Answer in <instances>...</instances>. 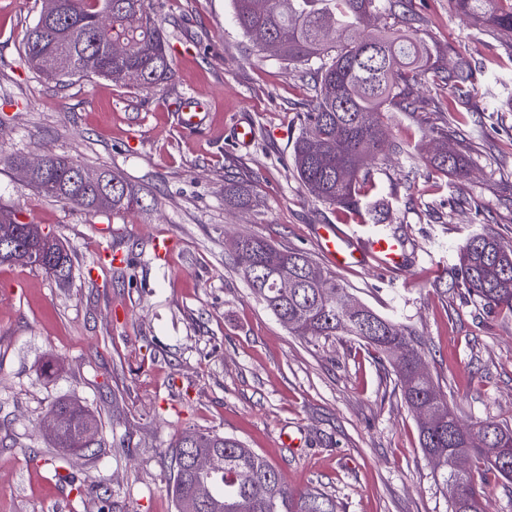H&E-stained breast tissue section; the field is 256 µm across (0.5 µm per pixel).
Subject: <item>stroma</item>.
Returning a JSON list of instances; mask_svg holds the SVG:
<instances>
[{
	"mask_svg": "<svg viewBox=\"0 0 512 512\" xmlns=\"http://www.w3.org/2000/svg\"><path fill=\"white\" fill-rule=\"evenodd\" d=\"M150 3L173 76L144 91L102 79L59 84L18 65L42 2L0 0V153L117 171L139 198L116 213L81 210L0 165V207L60 237L73 260L66 284L0 265V512H56L65 499L72 512H177L167 490L172 446L194 431L240 440L289 486L325 491L341 512H449L389 364L346 336L290 334L232 260L233 239L257 235L324 267L317 225L370 231L357 214L318 201L293 169L314 64L261 49L236 24L231 0ZM386 23L425 44L439 70L465 61L483 72L458 104L459 121L447 85L411 83L408 107L390 110L392 134L369 162L370 200L405 243L406 274H335L353 298L414 328L463 427L512 424V315L470 302L453 276L467 236L512 243V35L488 34L450 0H412L364 17L358 30ZM191 97L205 117L186 128L174 116ZM241 121L254 130L245 147L233 133ZM444 151L459 155L465 175L435 168ZM228 179L252 190L250 208L225 203ZM106 227L134 282L97 264ZM158 236L173 242L168 261L152 256ZM57 402L87 405L101 420L98 447L64 455L85 486L80 497L26 454L49 450L42 422ZM121 435L133 455L113 448ZM287 435L299 447L283 445Z\"/></svg>",
	"mask_w": 512,
	"mask_h": 512,
	"instance_id": "stroma-1",
	"label": "stroma"
}]
</instances>
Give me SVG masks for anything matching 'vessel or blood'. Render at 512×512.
Here are the masks:
<instances>
[{"label": "vessel or blood", "instance_id": "b4317fda", "mask_svg": "<svg viewBox=\"0 0 512 512\" xmlns=\"http://www.w3.org/2000/svg\"><path fill=\"white\" fill-rule=\"evenodd\" d=\"M316 238L327 260L343 268L399 269L407 254L401 240L394 236L352 237L336 224H321Z\"/></svg>", "mask_w": 512, "mask_h": 512}]
</instances>
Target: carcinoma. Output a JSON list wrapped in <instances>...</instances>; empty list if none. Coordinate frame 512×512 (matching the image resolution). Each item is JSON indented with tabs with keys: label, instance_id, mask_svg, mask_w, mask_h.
<instances>
[{
	"label": "carcinoma",
	"instance_id": "obj_1",
	"mask_svg": "<svg viewBox=\"0 0 512 512\" xmlns=\"http://www.w3.org/2000/svg\"><path fill=\"white\" fill-rule=\"evenodd\" d=\"M234 19L243 33L265 47L274 42L276 55L290 64L320 61L315 75L316 95L300 113V131L293 143L292 161L303 185L320 201L340 209L362 212L363 223L378 233H392L372 210L361 209L373 185L363 170L388 138L386 112L405 95V87L432 73L448 84L453 99L468 92L476 70L461 63L447 72L432 67L427 48L414 37L389 26L358 36L349 32L372 13L393 10L404 0H268L265 11L253 8L254 0H232ZM457 10L474 18L487 31L512 33V0H450ZM57 16L39 15L22 40L20 59L32 63L67 50L77 66L66 74L44 68L42 74L65 82L73 78L102 77L122 82L131 69L140 72L139 87L149 90L171 78V56L148 0H58ZM331 37L325 41V37ZM128 47L127 55L111 57L109 42ZM48 169L30 179L42 195L89 211H121L137 202L121 176L112 174V200L96 203L93 190L83 184L81 165L64 156L47 157ZM437 169L462 171L460 158L443 153ZM224 201L240 207L251 204L248 189L224 184ZM16 246L42 262L41 271L66 282L73 265L68 251L48 236L32 239L19 227ZM462 284L489 311L512 313V244L475 233L459 247ZM234 264L249 288L288 331L319 340L352 336L393 365L403 399L410 408L431 404L436 417L419 423L420 446L433 464L443 488L453 483L470 512H488L490 490L503 487L512 498V428L493 420L479 425L473 442L457 431L459 420L440 388L422 377L417 366L421 352L415 331L384 317L353 299L336 275L320 267L307 253L284 251L264 238L239 237ZM293 287L279 288L282 279ZM352 302L351 308L344 301ZM50 411L60 418L53 433L54 447L75 450L86 428L98 430L99 421L88 407L57 402ZM173 475L169 488L178 512H187L199 487L210 491L207 512H339L336 499L327 493L302 492L288 487L279 470L234 438L213 432H190L175 444ZM464 450L469 469L458 475L452 453ZM209 452L217 464L207 471L195 469L191 456Z\"/></svg>",
	"mask_w": 512,
	"mask_h": 512
}]
</instances>
